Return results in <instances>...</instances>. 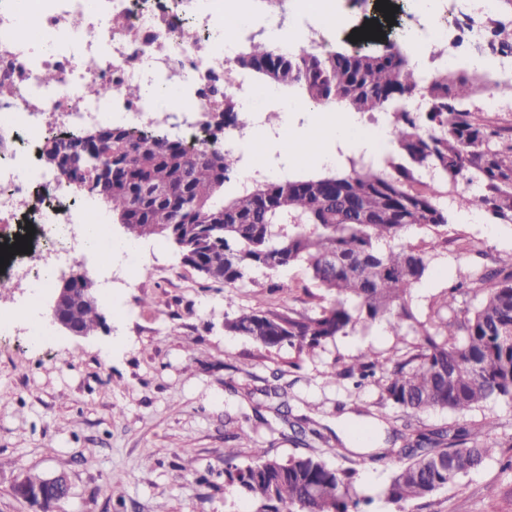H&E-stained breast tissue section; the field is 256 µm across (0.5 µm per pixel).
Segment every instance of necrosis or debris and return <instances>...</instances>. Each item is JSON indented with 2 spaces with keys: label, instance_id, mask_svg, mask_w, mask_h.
I'll list each match as a JSON object with an SVG mask.
<instances>
[{
  "label": "necrosis or debris",
  "instance_id": "necrosis-or-debris-1",
  "mask_svg": "<svg viewBox=\"0 0 512 512\" xmlns=\"http://www.w3.org/2000/svg\"><path fill=\"white\" fill-rule=\"evenodd\" d=\"M250 2L222 0L215 9L210 0H0V84L13 90L0 101V244L23 236L22 219L31 215L38 254L32 263L13 255L1 280L39 290L51 287L63 264L100 275L112 267L104 258L113 249L104 214L91 201H75L66 179L39 160L54 134L112 121L132 130L165 127L177 115L189 147L221 150L241 176L250 175L239 149L243 131L231 127L215 139L210 115L232 99L251 109L253 125L271 139L281 132L265 126L264 112L293 106L273 88L255 101L251 73L235 68L240 43L259 36L283 55L324 51L344 22L334 7L325 17L288 21L255 14ZM28 9L38 16L34 33L23 23ZM232 69L236 77L225 80ZM48 71L55 83L45 82ZM90 84L107 88V96H88ZM131 86L140 88L138 98L127 96Z\"/></svg>",
  "mask_w": 512,
  "mask_h": 512
}]
</instances>
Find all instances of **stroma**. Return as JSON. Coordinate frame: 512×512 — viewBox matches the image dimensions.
I'll return each mask as SVG.
<instances>
[{
  "mask_svg": "<svg viewBox=\"0 0 512 512\" xmlns=\"http://www.w3.org/2000/svg\"><path fill=\"white\" fill-rule=\"evenodd\" d=\"M393 24L364 0L346 18L335 42L349 45L366 20L380 22L388 39L410 45L403 35L412 0H390ZM449 208V236L479 241L483 252L457 246L428 252V271L411 293L410 305L426 318L448 287L478 266L512 269V224L487 228L479 212L467 223L459 205ZM141 264L131 285L116 288L101 304L105 325L88 336L53 327L34 339L22 327L0 336V512H32L14 493L30 474H65L68 499L53 512H255L254 501L224 480V451L237 448L249 462L254 448L281 458L296 454L292 432L277 415L285 392L292 418L348 448L369 434L385 448L407 417L382 403L375 387H355L342 377L359 352L388 354L397 342L377 322L336 339L311 356L284 349L260 350L248 338L224 330L225 316L245 307L310 313L320 305L318 287L300 267L272 274L254 270L236 288L206 280L185 264L164 238L139 241ZM471 425L491 423L499 446L492 458L415 512H512V409L490 402L472 412ZM369 512H397L384 490L397 461L352 456Z\"/></svg>",
  "mask_w": 512,
  "mask_h": 512,
  "instance_id": "1",
  "label": "stroma"
}]
</instances>
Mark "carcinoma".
Instances as JSON below:
<instances>
[{
	"label": "carcinoma",
	"instance_id": "1",
	"mask_svg": "<svg viewBox=\"0 0 512 512\" xmlns=\"http://www.w3.org/2000/svg\"><path fill=\"white\" fill-rule=\"evenodd\" d=\"M488 45L512 51V27L494 22ZM237 64L262 86L297 88L309 102L358 113L412 96L424 83L427 102L418 112L392 113L394 155L351 158L343 172L250 182L222 151L190 154L183 140L162 130L121 137L114 134L117 125L97 127L106 144L94 165L81 148L90 129L70 138L79 147L71 172H84L92 194L108 205L112 221L129 238L179 236L188 264L205 268L211 281L234 288L257 268L276 273L302 266L323 290L327 304L313 313L242 309L224 318L225 332L267 352L287 347L300 357L359 324L384 321L393 335L416 341L386 356L361 352L343 371L356 386L374 385L383 402L410 417L430 411L464 417L490 401L511 406L512 271L483 268L448 288L421 320L408 297L427 271V255L400 239L425 228L434 231L433 250L457 243L440 231L448 226V210L439 199L442 187L461 179L481 186L470 205L511 224L512 127L485 121L468 108L471 82L451 78L446 69L425 76L393 43L379 42L372 52L336 47L321 54L309 48L288 57L253 39ZM221 112L227 126L243 130L250 123L230 99ZM230 182L236 191L226 200ZM161 188L172 190L173 198L158 202ZM468 294L475 304L462 315H442ZM77 321L89 334L103 316L86 307ZM284 406L276 407L277 414L296 428L298 444L310 447L302 419L289 421ZM400 439L402 447L373 454L404 459L385 490L399 512L427 503L498 447L474 438L465 426L413 430ZM238 458L237 449H225L224 476L254 500L255 512H360L361 504L370 503L358 490L355 467L333 466L319 454L283 459L253 448L250 463L241 465Z\"/></svg>",
	"mask_w": 512,
	"mask_h": 512
}]
</instances>
